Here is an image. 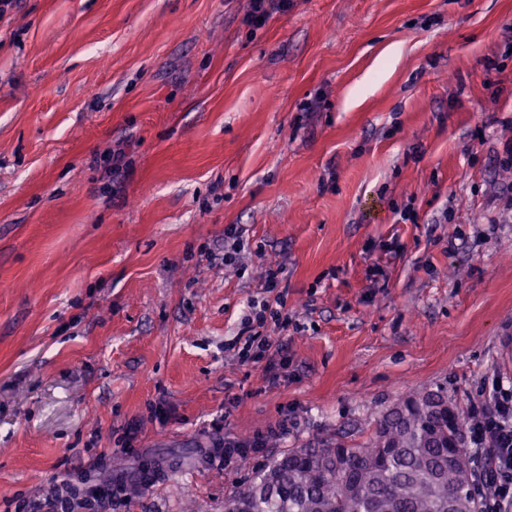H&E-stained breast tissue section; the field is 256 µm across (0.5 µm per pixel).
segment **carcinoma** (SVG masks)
I'll return each instance as SVG.
<instances>
[{"label": "carcinoma", "mask_w": 512, "mask_h": 512, "mask_svg": "<svg viewBox=\"0 0 512 512\" xmlns=\"http://www.w3.org/2000/svg\"><path fill=\"white\" fill-rule=\"evenodd\" d=\"M461 409L443 386L399 398L366 440L291 448L224 512H479Z\"/></svg>", "instance_id": "1"}]
</instances>
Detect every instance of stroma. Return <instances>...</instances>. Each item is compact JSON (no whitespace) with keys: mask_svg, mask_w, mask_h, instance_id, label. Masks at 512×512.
Segmentation results:
<instances>
[{"mask_svg":"<svg viewBox=\"0 0 512 512\" xmlns=\"http://www.w3.org/2000/svg\"><path fill=\"white\" fill-rule=\"evenodd\" d=\"M510 141L512 0H289L259 28L246 0H16L0 512L64 475L131 481L103 512H224L263 464L366 440L404 393L472 413L512 388ZM119 148L111 177L94 160ZM272 270L289 325L239 361ZM256 434L247 461H211ZM267 436H256L252 439H240V440H218L214 442L216 453H219L221 458L225 461H229L234 455H241L249 450L257 451L265 447ZM224 447V451H223Z\"/></svg>","mask_w":512,"mask_h":512,"instance_id":"1","label":"stroma"}]
</instances>
